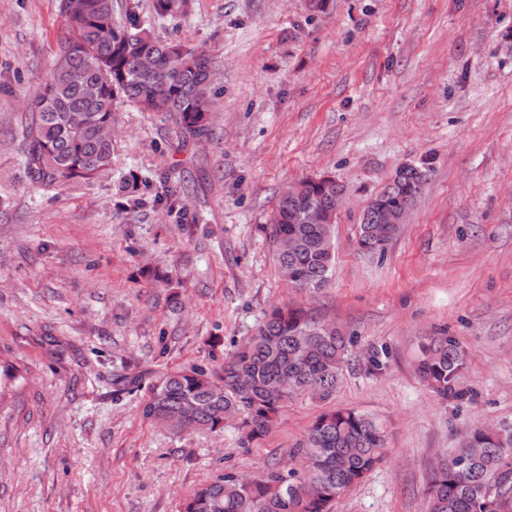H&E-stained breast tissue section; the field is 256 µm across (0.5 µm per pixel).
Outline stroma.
I'll list each match as a JSON object with an SVG mask.
<instances>
[{
    "label": "stroma",
    "mask_w": 512,
    "mask_h": 512,
    "mask_svg": "<svg viewBox=\"0 0 512 512\" xmlns=\"http://www.w3.org/2000/svg\"><path fill=\"white\" fill-rule=\"evenodd\" d=\"M155 33L218 46L224 92L208 137L119 105L111 170L49 188L23 169L26 97L66 28L60 0H0V512H179L226 469L287 464L324 406L386 433L387 460L335 512H424L437 458L475 426L512 422V0H192L187 15L129 4ZM429 162L384 253L359 217L405 164ZM174 177L194 218L131 208L128 171ZM328 174L348 195L330 283L289 287L263 231L281 192ZM170 272L164 288L154 270ZM294 303L353 335L328 402L298 396L262 440L235 425L173 434L144 418L147 387L114 391L129 360L214 366L270 306ZM464 353L441 401L417 377L423 337ZM386 368L367 371L371 350Z\"/></svg>",
    "instance_id": "stroma-1"
}]
</instances>
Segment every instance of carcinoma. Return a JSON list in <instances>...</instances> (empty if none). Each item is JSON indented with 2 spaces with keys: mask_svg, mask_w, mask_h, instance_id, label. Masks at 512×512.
<instances>
[{
  "mask_svg": "<svg viewBox=\"0 0 512 512\" xmlns=\"http://www.w3.org/2000/svg\"><path fill=\"white\" fill-rule=\"evenodd\" d=\"M152 7L160 17L176 18L188 13L190 0H152ZM60 10L68 35L45 81L26 102L30 123L23 152L30 181L62 187L110 170L112 140L104 132L119 104L169 115L186 138L209 134L222 94L218 49L163 39L141 23L132 7L119 23L113 0H62ZM145 50L152 53L150 68L140 61ZM429 172L424 166H404L370 200L360 218V249L381 253L400 231L371 223L366 213L380 205H414ZM140 184L136 174L123 184L134 207L145 204ZM343 191L334 178L316 179L305 183L301 195L279 199L266 231L291 287L319 291L328 285L334 224H312L303 217L309 210L329 214ZM154 202L189 221L170 177L163 178ZM353 343L305 307L276 305L252 336L224 353L223 363L177 367L156 376L143 415L175 432L219 433L228 420L237 419L241 442L249 445L268 434L291 398L332 396ZM463 365L464 354L454 340L430 336L416 371L441 400L457 402L466 398L457 385ZM146 375L130 361L125 371L112 375V386L138 388ZM285 376L288 388L280 389L277 382ZM386 451L385 433L370 416L351 408L326 410L295 448L303 469L271 465L252 479L226 470L188 497L180 512H333L336 500L381 464ZM502 475H512V426L500 433L474 428L437 462L426 512H512V493L494 500L487 495L489 483Z\"/></svg>",
  "mask_w": 512,
  "mask_h": 512,
  "instance_id": "cac0c4a2",
  "label": "carcinoma"
}]
</instances>
